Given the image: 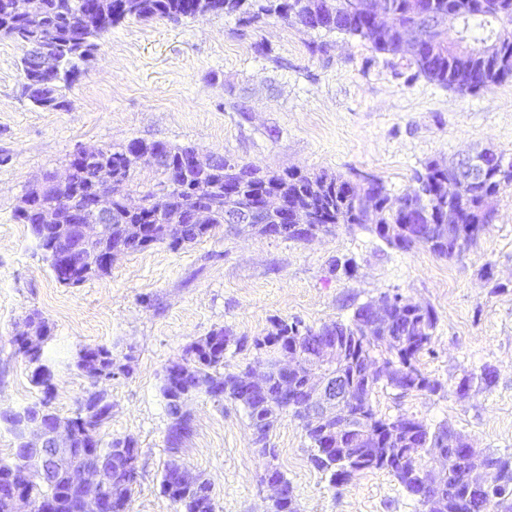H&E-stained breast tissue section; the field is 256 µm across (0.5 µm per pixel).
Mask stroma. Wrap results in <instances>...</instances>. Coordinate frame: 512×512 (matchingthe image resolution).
I'll return each mask as SVG.
<instances>
[{"instance_id": "stroma-1", "label": "stroma", "mask_w": 512, "mask_h": 512, "mask_svg": "<svg viewBox=\"0 0 512 512\" xmlns=\"http://www.w3.org/2000/svg\"><path fill=\"white\" fill-rule=\"evenodd\" d=\"M22 55L18 42L0 37V410L40 395L11 343L29 312L49 326L42 359L55 374L51 407L60 416L73 415L91 387L76 366L79 351L108 347L130 365L106 384L112 416L100 430L103 442L130 437L139 448L129 512H176L161 488L171 453L160 386L170 361L221 327L251 341L277 318L317 327L398 294L436 314L419 363L442 388L380 390L378 413L445 424L475 447L512 456V188L500 193L476 245L450 260L421 245L396 249L357 225L303 242L225 224L176 250L161 244L124 255L75 287L56 280L29 225L15 218L29 185L63 174L77 147L133 139L190 145L266 171L374 176L399 196L431 162L485 145L512 160V82L462 95L357 39L275 16L247 25L235 14H208L113 27L65 90L63 107L43 110L22 93ZM336 258L351 262L352 274L331 272ZM485 366L494 384L473 381L460 397V380ZM187 409L193 432L179 456L210 480L215 512H264L265 460L245 410L206 397ZM270 443L299 512L421 510L385 470L334 484L311 465L291 416Z\"/></svg>"}]
</instances>
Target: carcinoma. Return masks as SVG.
I'll list each match as a JSON object with an SVG mask.
<instances>
[{"label": "carcinoma", "instance_id": "1", "mask_svg": "<svg viewBox=\"0 0 512 512\" xmlns=\"http://www.w3.org/2000/svg\"><path fill=\"white\" fill-rule=\"evenodd\" d=\"M365 9L350 11L351 0H319L315 14H308L306 0H38L37 14L24 19L13 14V0H0V35L14 38L24 46L32 47L47 33L56 39L54 48L58 55V68L48 74L32 69L29 53L21 60L23 84L29 87L27 97L37 107L57 109L63 106L62 90L71 87L82 74L81 65L97 50L98 41L104 36L99 32L89 42L83 41L77 21L81 15L99 5L106 14L108 25L124 20H155L194 18L198 10L210 8L215 14H245L244 22H255L264 15L275 14L283 20L307 29H324L344 36L359 38L370 44L373 51L394 57L406 58L418 74L427 80L459 94H476L491 90L503 83L512 82V0H386L391 11V24L380 27L376 24L372 10L374 0H359ZM458 27V37L448 39V25ZM414 28L419 31L424 43L420 53H408L401 45L403 31ZM158 150L160 164L156 168L158 187L167 190L168 205L163 219L155 216V209H144L137 213L123 210L112 202V223L106 225L103 237L87 252V262L98 264L100 252L124 240L126 225L144 226L145 239L149 243L167 244L176 249L180 243L164 239L163 224H178L183 211L195 202L210 201L215 204V224H226V216L246 207L255 198L282 186L295 196L312 216V224L322 233H330L341 224L371 225V230L387 244L409 250L412 239L405 233H390L391 225L401 221L394 212L395 206L415 213L425 224H441L448 216L453 223L462 224L468 232L459 243L446 242L431 248L439 257L457 258L467 252L477 241L492 214L482 210L483 196L492 191H503L512 187V165L504 168L498 163L488 165L487 178L469 190V194L447 206L438 198L442 184L460 177L461 163L452 161L441 167L429 164L422 172L415 173L416 187L411 191L391 197L382 180L374 187L354 182L341 176L326 173H299L294 169L281 172H263L252 164H239L228 157L217 162L215 172L202 175L184 163L182 154L192 150L190 146H176L163 141L146 142L133 139L125 144L105 147L102 161L112 167L117 177L115 190H126L133 182L134 169L128 153L136 147ZM95 173L82 164L72 168L70 180L65 185L53 182V176L44 178L45 189L41 201L57 208L59 223L70 224L76 212L91 211L97 187ZM383 191L380 203L371 208L357 207L361 194H369L373 188ZM366 304L358 306L347 323L333 321L318 328L300 327L299 321L273 322L274 331L254 340L257 348L288 349L299 346L304 355L315 352V344L323 336H335L356 354V332L358 319ZM395 330L404 336V344L393 351L372 343L376 356L393 362L405 370L404 382L395 386L387 381L375 383L370 395L379 389H392L398 395L410 392L429 391L435 393L441 384L430 379L419 365L420 354L429 349L436 328L437 318L427 306L416 304L396 308L393 311ZM240 349L245 347L244 338L233 339L224 328L211 331L206 336L191 342L181 359L191 365L197 377L216 382L222 386L223 394L217 402L226 399L241 405L248 414L253 431V442L260 451H268L270 432L284 415L281 409L279 381L272 377L265 389L248 393L238 385V374L224 372V354L230 343ZM11 343L15 353L33 366L32 382L40 389V397L26 406L30 412L39 407L51 409L55 390L54 383L44 375L46 365L41 358L23 351L18 340ZM180 380L171 370H164L162 395L167 407H172ZM355 410L362 412L364 426L371 431V442L358 451L354 463H349L342 452L330 451L321 437L323 427L311 428L301 413L294 411L311 443L310 463L317 469L331 472L333 482L348 483L365 470H386L395 477L408 495L422 507V512H512V458L489 456L500 473V484L491 490L460 492L443 499L428 509L420 496L418 477L422 468L430 464L428 451L436 447L438 440L449 430L442 425L431 429L422 421L409 416L407 433L413 438L414 447L387 442L388 433L379 431L390 418L374 409L373 403H360ZM180 427L169 424L166 442L176 452L192 434L191 416L181 414ZM19 467L17 455L7 462L0 460V493L11 486L10 479ZM466 469V454L458 451L448 458L446 472L442 475L445 484L453 486L463 479ZM138 456L132 457L128 469H112V480L126 485L133 492L137 483ZM163 492L178 506L177 512H214L215 505L209 485L188 489L168 478L163 473ZM27 494L37 503L50 499L56 501V512H77L80 493L68 488L63 477L56 475L51 483L34 478L25 487Z\"/></svg>", "mask_w": 512, "mask_h": 512}]
</instances>
